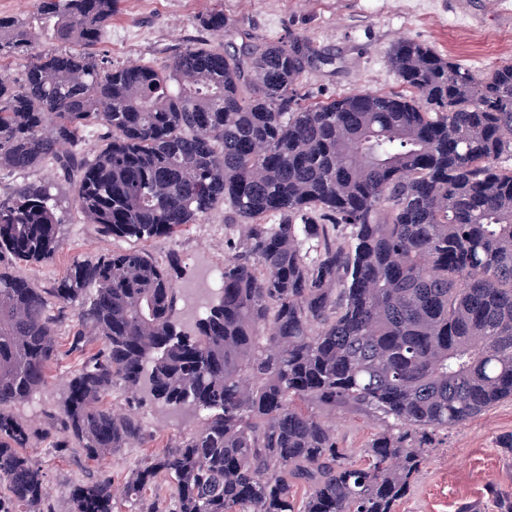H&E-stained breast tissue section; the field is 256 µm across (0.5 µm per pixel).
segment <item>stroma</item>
Instances as JSON below:
<instances>
[{"instance_id": "stroma-1", "label": "stroma", "mask_w": 512, "mask_h": 512, "mask_svg": "<svg viewBox=\"0 0 512 512\" xmlns=\"http://www.w3.org/2000/svg\"><path fill=\"white\" fill-rule=\"evenodd\" d=\"M217 9L256 40L274 41L292 31L335 54L337 67L311 70L301 78L304 90L317 100L353 91L401 90L389 55L404 39L427 44L479 74L512 59V0H120L98 53L115 66L164 67L185 44L223 43V34L199 24L202 16ZM26 179L51 184L61 220L63 245L51 260L18 262L13 267L37 287H54L74 257L95 259L142 245L133 238L100 236L77 211L73 185L61 181L53 165L26 176L0 171V192ZM243 231V226L225 225L219 206L201 223L144 245L162 261L169 253L178 255L174 280L182 284L195 278L200 259L223 264L227 239ZM74 323V315H66L57 338L60 358L50 368L46 386L11 409L35 431L26 452L46 473L47 512H69L71 488L96 478L111 479L115 512H163L172 494L166 481H158L133 504L122 496L124 483L144 457L193 432L204 416L175 413L146 397L131 402L119 385L113 388L109 404L115 412L136 416L144 428L142 440L96 460L66 446L62 419L66 385L83 360L82 353L71 349ZM325 421L340 447L354 453L380 427L375 417L345 410L326 414ZM510 436L511 401L438 432L434 448L411 489L398 501L396 512H459L466 505L475 506L477 512H497L491 488L512 492V450L502 445Z\"/></svg>"}]
</instances>
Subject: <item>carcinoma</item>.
Returning <instances> with one entry per match:
<instances>
[{
	"mask_svg": "<svg viewBox=\"0 0 512 512\" xmlns=\"http://www.w3.org/2000/svg\"><path fill=\"white\" fill-rule=\"evenodd\" d=\"M35 2L59 47L0 15V68L28 58L20 79L0 72V171L51 163L103 236L168 237L220 204L245 234L186 332L173 256L75 257L47 291L9 271L55 255L60 218L40 181L0 194V512H44L30 428L7 408L45 385L74 306L72 350L86 327L100 340L62 410L88 457L143 433L112 413L118 384L206 413L140 462L130 499L163 477L173 512H394L436 432L512 400V62L478 76L404 40L390 62L409 93L314 101L300 79L336 57L304 36L255 42L217 11L202 27L224 47L112 68L97 47L119 0ZM87 127L103 131L92 156ZM336 409L384 423L362 464L320 418ZM70 501L113 512L112 482L78 484Z\"/></svg>",
	"mask_w": 512,
	"mask_h": 512,
	"instance_id": "1",
	"label": "carcinoma"
}]
</instances>
